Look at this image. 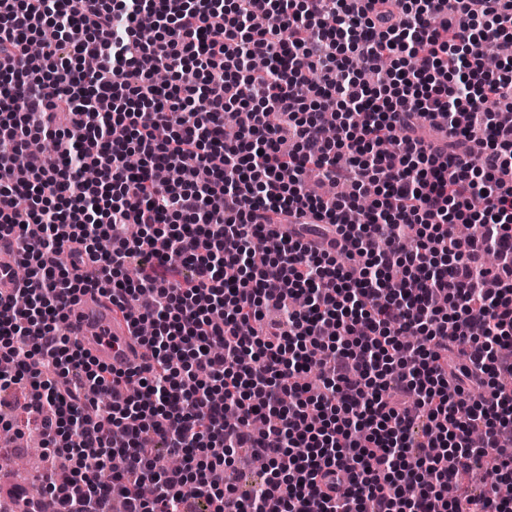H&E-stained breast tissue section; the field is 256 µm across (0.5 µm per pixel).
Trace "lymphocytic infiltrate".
Instances as JSON below:
<instances>
[{"label": "lymphocytic infiltrate", "mask_w": 512, "mask_h": 512, "mask_svg": "<svg viewBox=\"0 0 512 512\" xmlns=\"http://www.w3.org/2000/svg\"><path fill=\"white\" fill-rule=\"evenodd\" d=\"M368 2L0 0V239H37L0 297V391L27 385L69 461L12 489L30 512H512L466 487L488 458L512 481V67L479 56L512 0ZM44 137L55 158L28 152ZM458 224L484 227L463 252ZM87 291L153 322L146 365L61 333ZM241 450L258 487L225 479Z\"/></svg>", "instance_id": "obj_1"}]
</instances>
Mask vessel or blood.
<instances>
[{
	"label": "vessel or blood",
	"mask_w": 512,
	"mask_h": 512,
	"mask_svg": "<svg viewBox=\"0 0 512 512\" xmlns=\"http://www.w3.org/2000/svg\"><path fill=\"white\" fill-rule=\"evenodd\" d=\"M17 243L0 241V292L13 288ZM71 338L99 364L124 369L142 361V349L129 320L116 315L112 306L99 295H80L72 304L67 321Z\"/></svg>",
	"instance_id": "vessel-or-blood-1"
}]
</instances>
